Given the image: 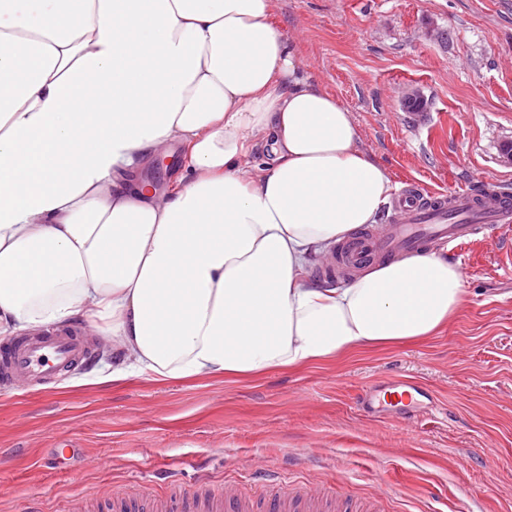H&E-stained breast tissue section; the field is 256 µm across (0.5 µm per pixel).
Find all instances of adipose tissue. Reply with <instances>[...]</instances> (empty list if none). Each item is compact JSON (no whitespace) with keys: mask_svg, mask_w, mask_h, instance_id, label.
<instances>
[{"mask_svg":"<svg viewBox=\"0 0 512 512\" xmlns=\"http://www.w3.org/2000/svg\"><path fill=\"white\" fill-rule=\"evenodd\" d=\"M273 0H0V335L82 317L110 380L255 379L423 342L465 303L427 250L338 287L386 169L299 75ZM180 146L167 193L134 179Z\"/></svg>","mask_w":512,"mask_h":512,"instance_id":"ef3b65f1","label":"adipose tissue"}]
</instances>
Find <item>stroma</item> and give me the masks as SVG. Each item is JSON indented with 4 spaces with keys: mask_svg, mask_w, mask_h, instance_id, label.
I'll return each mask as SVG.
<instances>
[{
    "mask_svg": "<svg viewBox=\"0 0 512 512\" xmlns=\"http://www.w3.org/2000/svg\"><path fill=\"white\" fill-rule=\"evenodd\" d=\"M271 20L393 186L512 192V0H274ZM412 90L428 111L404 108ZM460 253L467 301L423 344L250 381L115 384L102 347L58 383L0 389V512H74L109 492L252 502L312 486L375 512H512V226ZM393 378L429 400L408 418L365 416L362 389Z\"/></svg>",
    "mask_w": 512,
    "mask_h": 512,
    "instance_id": "obj_1",
    "label": "stroma"
}]
</instances>
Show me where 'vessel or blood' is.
<instances>
[{"instance_id":"obj_1","label":"vessel or blood","mask_w":512,"mask_h":512,"mask_svg":"<svg viewBox=\"0 0 512 512\" xmlns=\"http://www.w3.org/2000/svg\"><path fill=\"white\" fill-rule=\"evenodd\" d=\"M504 224H512V192L497 183H488L479 194L468 190L431 192L411 183L393 199L387 231L380 234L364 230L338 243L323 274L330 277L340 271L350 275L440 245L457 248L473 239L478 230ZM90 354L89 345L75 326L19 339L0 349V387L53 383L70 369L87 364ZM413 386L409 379L388 382L382 388L385 404L381 407L373 405L369 395H362L365 413L375 417L380 410L396 409L409 400ZM156 512H239V506L236 498L222 494L203 504L193 497L180 505L161 503Z\"/></svg>"}]
</instances>
